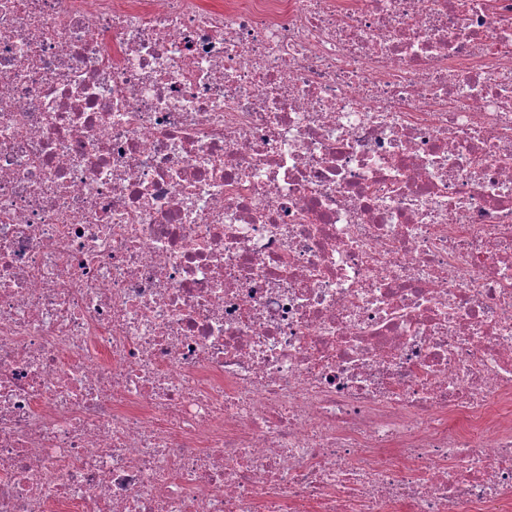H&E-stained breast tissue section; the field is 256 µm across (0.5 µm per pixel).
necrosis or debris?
Wrapping results in <instances>:
<instances>
[{"mask_svg":"<svg viewBox=\"0 0 512 512\" xmlns=\"http://www.w3.org/2000/svg\"><path fill=\"white\" fill-rule=\"evenodd\" d=\"M0 0V512H512V0Z\"/></svg>","mask_w":512,"mask_h":512,"instance_id":"1","label":"necrosis or debris"}]
</instances>
